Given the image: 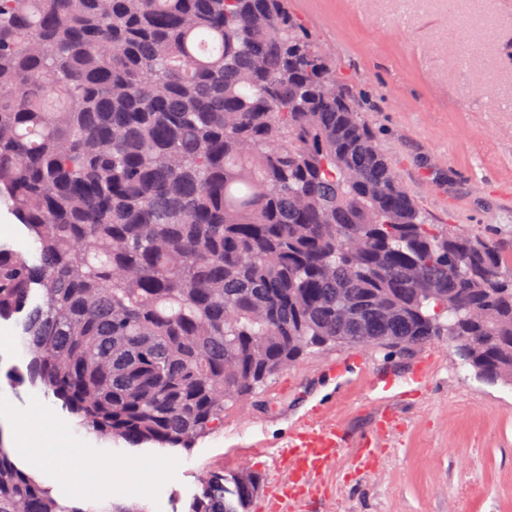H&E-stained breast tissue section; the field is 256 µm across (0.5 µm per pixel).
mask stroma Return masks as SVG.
I'll use <instances>...</instances> for the list:
<instances>
[{
	"label": "stroma",
	"instance_id": "stroma-1",
	"mask_svg": "<svg viewBox=\"0 0 512 512\" xmlns=\"http://www.w3.org/2000/svg\"><path fill=\"white\" fill-rule=\"evenodd\" d=\"M311 43L332 60L404 187L435 224H460L512 248V0H287ZM20 316L0 320V409L32 431L13 459L59 500H115L147 512H188L205 471L252 470L291 486L271 455L309 414L344 443L321 493L296 512H512V387L491 383L439 339L399 354L311 350L224 413L193 448L123 445L136 461L122 483L62 477L74 463L32 456L71 441L79 419L27 379ZM429 370L421 384L412 377ZM375 452L357 456L365 440Z\"/></svg>",
	"mask_w": 512,
	"mask_h": 512
}]
</instances>
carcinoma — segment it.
I'll use <instances>...</instances> for the list:
<instances>
[{"label":"carcinoma","mask_w":512,"mask_h":512,"mask_svg":"<svg viewBox=\"0 0 512 512\" xmlns=\"http://www.w3.org/2000/svg\"><path fill=\"white\" fill-rule=\"evenodd\" d=\"M285 0H0V319L106 440L191 448L312 348L512 385V252L433 224ZM42 302H32L33 291ZM259 474L189 512H249ZM0 512H83L0 443ZM0 242L22 252L32 262L37 261L38 254L33 239L24 226L18 224V221L3 209L0 212Z\"/></svg>","instance_id":"carcinoma-1"}]
</instances>
